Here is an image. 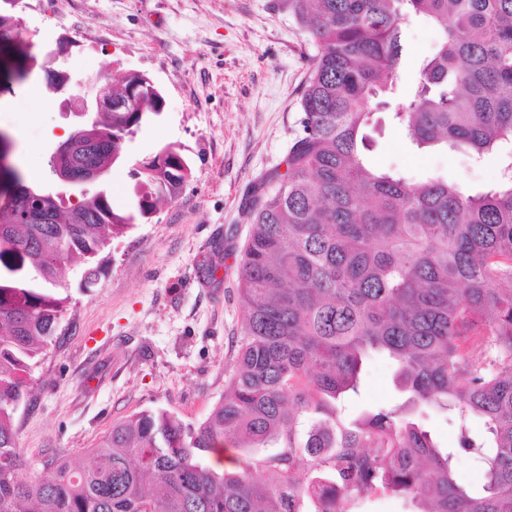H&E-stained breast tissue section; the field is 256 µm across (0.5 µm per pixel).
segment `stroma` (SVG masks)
Instances as JSON below:
<instances>
[{
	"instance_id": "1",
	"label": "stroma",
	"mask_w": 512,
	"mask_h": 512,
	"mask_svg": "<svg viewBox=\"0 0 512 512\" xmlns=\"http://www.w3.org/2000/svg\"><path fill=\"white\" fill-rule=\"evenodd\" d=\"M31 53L68 41V66L85 82L137 71L164 98L162 114L128 144L132 158L164 144L183 148L191 176L171 203L137 218L106 248L93 288L71 277L70 301L52 342L28 375L17 413L18 442L32 471L67 457L91 463V448L118 420L164 409L203 421L223 400L238 348L242 310L237 266L250 233L244 214L254 185L284 169L299 130L300 97L318 52L283 0H21ZM398 86L408 92L437 35L412 21ZM21 55L0 52V130L23 168H47L68 120L41 69L19 78ZM370 163L413 179L438 173L465 189L497 180L496 160L462 151L415 152L379 113ZM214 274H207L205 264ZM395 366H364L354 417L402 400Z\"/></svg>"
}]
</instances>
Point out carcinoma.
<instances>
[{
	"label": "carcinoma",
	"instance_id": "carcinoma-1",
	"mask_svg": "<svg viewBox=\"0 0 512 512\" xmlns=\"http://www.w3.org/2000/svg\"><path fill=\"white\" fill-rule=\"evenodd\" d=\"M12 2L0 0V36L27 50ZM288 9L319 52L286 172L262 178L245 210L236 364L204 421L142 411L112 425L91 465L63 457L25 470L14 419L31 362L66 310L67 272L92 287L112 239L175 198L191 166L173 144L142 159L134 214L114 210L102 185L72 203L31 194L12 172L0 199V242L12 247L0 250V512H364L379 497L414 512H512V0ZM410 20L434 29L437 45L392 120L418 150L496 158V182L466 191L367 162V129L396 97ZM131 97L135 108L120 107ZM112 103L75 131L87 154L60 157L62 168L127 152L163 110L161 93L132 72L112 79ZM375 354L396 364L408 398L348 422L342 400L359 393ZM428 408L483 420L490 441L463 423L457 449L439 446L417 422ZM229 446L242 456L236 468L206 461ZM461 453L479 463L478 494L454 472Z\"/></svg>",
	"mask_w": 512,
	"mask_h": 512
}]
</instances>
